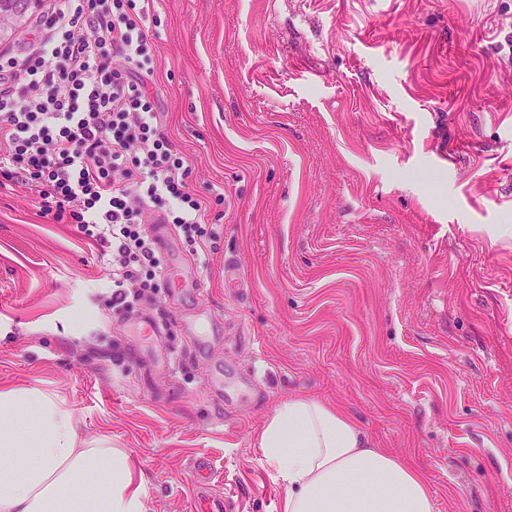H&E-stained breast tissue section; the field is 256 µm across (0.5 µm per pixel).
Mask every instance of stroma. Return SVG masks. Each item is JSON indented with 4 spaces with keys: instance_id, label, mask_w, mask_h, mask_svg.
Segmentation results:
<instances>
[{
    "instance_id": "1",
    "label": "stroma",
    "mask_w": 512,
    "mask_h": 512,
    "mask_svg": "<svg viewBox=\"0 0 512 512\" xmlns=\"http://www.w3.org/2000/svg\"><path fill=\"white\" fill-rule=\"evenodd\" d=\"M155 10L162 126L224 191L200 289L113 314L107 256L0 192V389L129 449L147 512H193L204 456L232 512H281L254 443L291 396L421 471L435 512H512V0Z\"/></svg>"
}]
</instances>
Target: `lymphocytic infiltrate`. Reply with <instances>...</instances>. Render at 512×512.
<instances>
[{
	"label": "lymphocytic infiltrate",
	"mask_w": 512,
	"mask_h": 512,
	"mask_svg": "<svg viewBox=\"0 0 512 512\" xmlns=\"http://www.w3.org/2000/svg\"><path fill=\"white\" fill-rule=\"evenodd\" d=\"M153 8L154 0H54L28 51L0 53V189H23L43 217L108 249L118 314L165 279L146 216L172 225L194 255L210 221L151 90Z\"/></svg>",
	"instance_id": "obj_1"
}]
</instances>
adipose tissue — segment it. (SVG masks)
I'll return each instance as SVG.
<instances>
[{
  "instance_id": "adipose-tissue-1",
  "label": "adipose tissue",
  "mask_w": 512,
  "mask_h": 512,
  "mask_svg": "<svg viewBox=\"0 0 512 512\" xmlns=\"http://www.w3.org/2000/svg\"><path fill=\"white\" fill-rule=\"evenodd\" d=\"M255 448L286 490L282 512H434L420 472L320 400L280 401ZM0 512H146L143 480L128 449L79 441L51 395L0 390Z\"/></svg>"
}]
</instances>
